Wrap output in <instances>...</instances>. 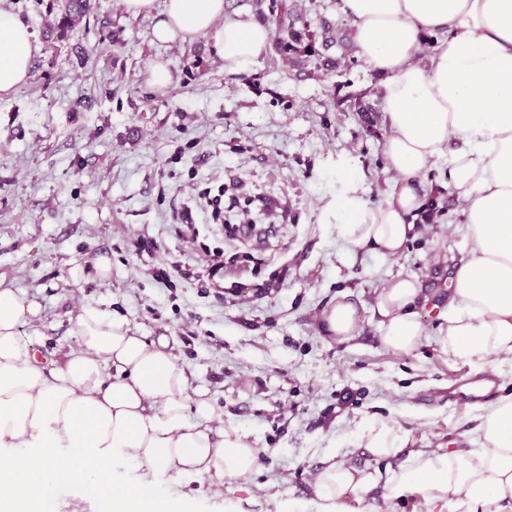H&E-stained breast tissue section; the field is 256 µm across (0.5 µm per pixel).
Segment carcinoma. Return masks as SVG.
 I'll list each match as a JSON object with an SVG mask.
<instances>
[{
	"label": "carcinoma",
	"mask_w": 512,
	"mask_h": 512,
	"mask_svg": "<svg viewBox=\"0 0 512 512\" xmlns=\"http://www.w3.org/2000/svg\"><path fill=\"white\" fill-rule=\"evenodd\" d=\"M266 2V7L259 8L261 19L275 29L276 48L287 59L300 61H323V67L335 66L333 60L323 58L319 47L331 44L344 45L349 34L341 28L326 27L321 35L309 31H300L295 27L299 16L288 0H256ZM57 28L63 32L74 30L77 21L89 10V0H61Z\"/></svg>",
	"instance_id": "obj_1"
}]
</instances>
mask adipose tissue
Instances as JSON below:
<instances>
[{"instance_id":"ef3b65f1","label":"adipose tissue","mask_w":512,"mask_h":512,"mask_svg":"<svg viewBox=\"0 0 512 512\" xmlns=\"http://www.w3.org/2000/svg\"><path fill=\"white\" fill-rule=\"evenodd\" d=\"M122 5L135 17L159 13V41L211 37L218 56L239 70L269 47V29L246 14L225 16V0ZM343 10L352 42L384 78L391 179L378 207L357 195L337 206L338 233L352 248L399 256L426 203L422 175L447 156L467 251L435 342L443 356L495 370L512 355V0H343ZM438 30L445 41L427 65L416 63L424 34ZM38 50L28 27L0 8L1 92L28 80ZM453 139L460 145L452 150ZM426 301L413 276L380 288L373 312L385 348L407 354L421 345ZM40 314L23 291L0 289V512H59L54 490L62 484L103 501L107 512H166L161 476L221 481L254 469L258 449L225 426L209 398L190 397L183 365L163 344L85 307L69 330L74 348L50 367L19 331ZM361 320L343 295L321 315L340 341L353 338ZM471 431L477 446L468 452L420 449L392 467L405 437L394 421L373 419L360 440L370 461L317 469L303 512H344L346 497L361 502L374 491L388 506L415 497L439 512H512V392L484 405ZM119 462L133 463L132 478L113 480Z\"/></svg>"}]
</instances>
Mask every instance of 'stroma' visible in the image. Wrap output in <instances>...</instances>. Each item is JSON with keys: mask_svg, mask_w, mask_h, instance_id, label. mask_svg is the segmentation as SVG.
Instances as JSON below:
<instances>
[{"mask_svg": "<svg viewBox=\"0 0 512 512\" xmlns=\"http://www.w3.org/2000/svg\"><path fill=\"white\" fill-rule=\"evenodd\" d=\"M79 32L52 25L57 0H0L40 45L28 81L0 92V285L42 308L21 336L41 355L71 345L72 319L92 306L150 337L166 336L190 390L207 391L225 424L260 451L247 476L163 480L186 512H289L310 498V472L351 449L372 418L395 420L407 450L472 448L476 404L512 390V358L494 388L481 364L444 357L436 306L465 254L466 217L448 188V159H435L424 187H439L432 222H419L401 258L349 252L336 208L358 191L369 206L388 190L383 79L356 49L329 48L337 68L295 66L269 50L249 72L225 66L210 38L154 41L153 18L120 0H90ZM308 29L350 27L342 0H298ZM166 64L167 87L149 83ZM223 190L224 220L178 216L200 191ZM271 224L269 242L238 238L233 225ZM219 249L222 287L166 284L154 269L197 256L187 238ZM147 249H139L138 241ZM112 262V279L69 285L68 271ZM397 276L420 279L434 303L422 311L417 350L383 347L370 313ZM280 284L258 294L254 287ZM341 291L365 313L354 338L329 336L321 311Z\"/></svg>", "mask_w": 512, "mask_h": 512, "instance_id": "35a3bbf8", "label": "stroma"}]
</instances>
